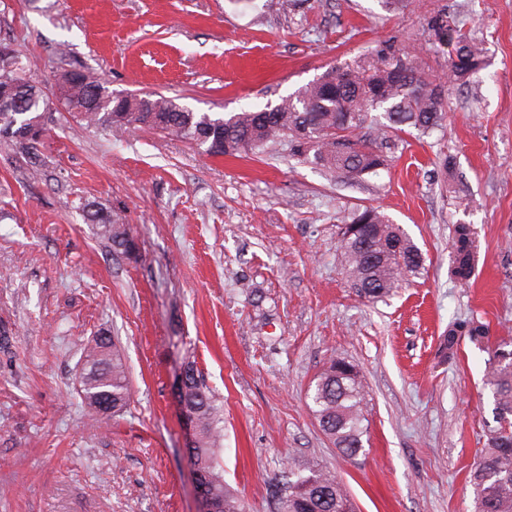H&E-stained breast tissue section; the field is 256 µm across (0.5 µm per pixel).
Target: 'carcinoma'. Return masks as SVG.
<instances>
[{
  "label": "carcinoma",
  "instance_id": "carcinoma-1",
  "mask_svg": "<svg viewBox=\"0 0 512 512\" xmlns=\"http://www.w3.org/2000/svg\"><path fill=\"white\" fill-rule=\"evenodd\" d=\"M428 30L439 46L449 49L448 83L426 76L419 55L406 48H380L352 64L329 67L321 76L279 103L274 112L242 111L229 116L194 112L155 94L122 97L86 72L64 69L57 78L65 109L87 128L108 134L148 127L185 139L213 157L258 154L281 139H289L295 155L322 167L330 176L350 184L375 176L388 166V156L376 141L362 134L366 127L380 134L399 135L408 129L425 134L442 126L447 85L465 83L484 66V55L455 21L433 16ZM0 98L13 106L0 107V141L28 156L33 173L40 171L39 141L30 135L43 119L49 97L30 75L11 43L0 40ZM382 111V118L373 116ZM85 219L98 224L112 254L121 255L135 243L122 214L103 204L83 207ZM363 225L360 235H348L347 226ZM341 256L347 277L361 285L359 295L378 301L400 287L423 266L419 248L399 225L378 208L358 206L339 227ZM452 275L461 284L471 280L475 267L476 237L468 224H458L452 238ZM484 323L475 319L453 323L444 338L448 357L457 354L466 337L475 344L487 339ZM188 384L185 408L195 423L190 463L203 478L205 492L219 512H246L243 498L224 483L217 461L223 437L224 409L205 383L195 362L186 361ZM485 386L494 401L493 431L482 449L472 480L476 512H512V342L489 351ZM80 388L88 419L106 416L100 400L112 401V415L122 412L132 398L126 364L112 336L95 337L84 350ZM319 426L341 454L353 459L364 451V386L359 371L347 361L331 358L308 392ZM276 512H355L346 488L336 477L319 469L288 472L276 496Z\"/></svg>",
  "mask_w": 512,
  "mask_h": 512
}]
</instances>
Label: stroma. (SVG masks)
<instances>
[{
	"label": "stroma",
	"instance_id": "35a3bbf8",
	"mask_svg": "<svg viewBox=\"0 0 512 512\" xmlns=\"http://www.w3.org/2000/svg\"><path fill=\"white\" fill-rule=\"evenodd\" d=\"M0 0V39L52 101L32 175L0 144V512H198L178 373L194 356L224 407V479L247 512H275L288 470L342 481L358 512H472L470 474L494 427L488 347L512 339V0ZM454 18L486 64L450 86L442 128L384 143L353 186L280 142L210 157L148 128L83 127L55 101L61 68L197 112L274 105L392 44L448 70L430 17ZM122 211L138 253L113 256L81 203ZM378 206L423 269L378 302L340 260L338 227ZM475 231L469 284L451 274L454 227ZM475 318L488 345L462 341ZM114 337L132 400L92 425L82 351ZM358 369L367 433L356 459L321 431L306 391L330 357ZM488 330L484 323L475 320H461L453 323L448 329V336L444 338V350L448 357H454L457 354L459 341L462 337H467L472 343L482 344L488 338Z\"/></svg>",
	"mask_w": 512,
	"mask_h": 512
}]
</instances>
